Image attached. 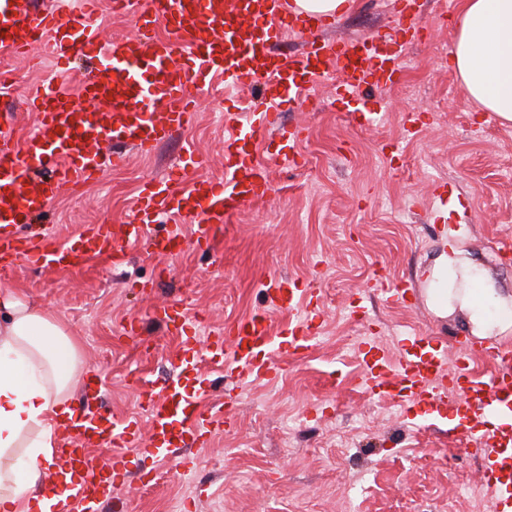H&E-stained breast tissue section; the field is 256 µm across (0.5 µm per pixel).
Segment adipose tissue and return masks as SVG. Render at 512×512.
<instances>
[{
    "label": "adipose tissue",
    "mask_w": 512,
    "mask_h": 512,
    "mask_svg": "<svg viewBox=\"0 0 512 512\" xmlns=\"http://www.w3.org/2000/svg\"><path fill=\"white\" fill-rule=\"evenodd\" d=\"M450 62L468 100L512 122V0H462ZM459 301L472 332L488 336L512 328V301L495 299L488 285L450 296L433 288L429 302L447 314ZM86 374L77 345L60 318L0 290V512H51L56 497L42 464L51 460L71 415L73 392ZM27 449L24 470L6 463Z\"/></svg>",
    "instance_id": "ef3b65f1"
}]
</instances>
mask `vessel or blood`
<instances>
[{"mask_svg":"<svg viewBox=\"0 0 512 512\" xmlns=\"http://www.w3.org/2000/svg\"><path fill=\"white\" fill-rule=\"evenodd\" d=\"M99 4L79 0L76 11L64 16L44 0H27L22 8L0 0V54L17 57L31 43L43 42L60 76L79 82L75 97L58 79L26 90L23 103L37 121L22 141L14 139L9 113L0 114L1 273L23 263L79 270L100 256L117 267L128 245L140 241L168 257L190 244L213 249L226 219L270 189L268 169L258 158L260 143L284 136L275 159L298 163V146L307 134L301 126L282 133L276 110L284 93L339 74V110L373 125L381 112L361 89L392 86L404 77L401 48H383V36L327 40L324 32L333 21L293 17L285 0H112L113 13L136 19L133 35L119 40L102 38ZM288 29L306 34L304 52H277ZM220 77L260 91L254 112L224 115L222 181L174 169L146 182L133 221L119 233L97 224L78 239L59 243L35 229L63 187L97 179L122 163L126 150L151 153L189 127L199 91ZM263 286L273 305L305 309L303 318L288 321L275 339L262 311L203 337L196 319L166 306L157 309L178 340L175 375L133 376L149 435H142L137 417L119 419L98 407L67 424L53 482L75 512H99L113 489L126 483L125 449L153 457L172 454L205 444L223 427V405L205 400L200 357L231 363L244 379H270L277 373L272 349L297 354L313 345L317 302L291 280L272 277ZM477 351L475 344L463 343L452 370L445 350L426 336L405 338L395 363L373 342L361 343L357 354L364 383L378 397L397 400L407 412L417 407L435 418L446 410L456 416L455 430L483 448L481 482L492 493L494 512H512V348L494 350L492 367L480 374L470 367ZM91 446L108 448L110 454L92 463Z\"/></svg>","mask_w":512,"mask_h":512,"instance_id":"b4317fda","label":"vessel or blood"}]
</instances>
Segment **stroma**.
Returning <instances> with one entry per match:
<instances>
[{"mask_svg": "<svg viewBox=\"0 0 512 512\" xmlns=\"http://www.w3.org/2000/svg\"><path fill=\"white\" fill-rule=\"evenodd\" d=\"M401 0H355L329 36L395 34ZM457 0H419L421 37L403 81L377 89L382 121L362 126L336 109L334 85L302 89L278 110L284 126L307 127L302 165L268 161L271 190L233 215L212 253L186 248L177 258L129 247V262L97 260L79 271L18 267L0 276L24 302L55 311L77 342L86 368H100L103 410L139 414L130 373L169 372L177 340L156 308L184 302L218 330L265 305L261 282L283 276L318 298V339L303 355L273 360L271 380L232 384L202 364L212 401L229 403L230 425L189 449L195 468L127 449L129 483L102 512H479L491 493L479 481L481 450L451 430L454 418H409L396 402L362 384L357 344L373 337L398 360L408 334L431 336L456 358L471 332L462 312L438 315L428 304L430 274L457 242L501 296H512V256L493 255L512 236V123L466 99L452 66ZM195 121L152 155L125 163L86 187L63 189L52 203L54 240L88 226L127 224L140 187L166 175L187 149L191 173L224 177V126L215 113L247 111L240 89L216 79L199 97ZM419 127L405 135L407 118ZM384 284L406 283V302ZM137 320L139 336L123 335ZM157 480L142 486L139 474Z\"/></svg>", "mask_w": 512, "mask_h": 512, "instance_id": "1", "label": "stroma"}]
</instances>
